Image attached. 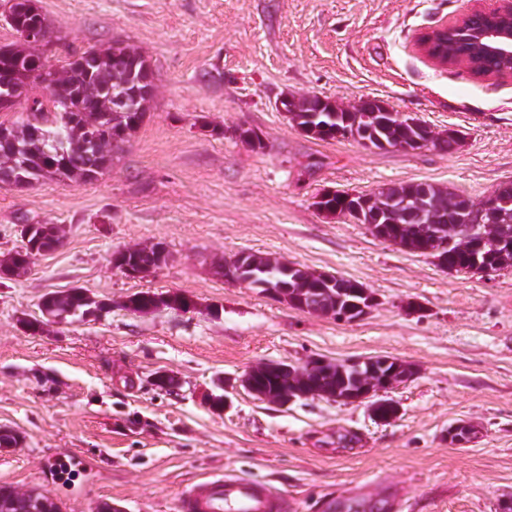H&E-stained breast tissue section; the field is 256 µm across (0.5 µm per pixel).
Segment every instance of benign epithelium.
I'll use <instances>...</instances> for the list:
<instances>
[{
  "label": "benign epithelium",
  "mask_w": 512,
  "mask_h": 512,
  "mask_svg": "<svg viewBox=\"0 0 512 512\" xmlns=\"http://www.w3.org/2000/svg\"><path fill=\"white\" fill-rule=\"evenodd\" d=\"M496 18L486 16V10L475 8L456 22L439 25L420 33L417 37L418 50L438 65L460 64L469 66L467 60L451 58L448 52V30L461 28L464 41L473 51V59H507L512 62V0H502V5L493 10ZM336 111L351 112L355 119L348 126L336 132V137L355 140L368 147H388L383 134L397 127L410 126L419 133L411 144L424 147L431 143L429 127L417 118L397 112L380 100H365L357 106L338 107ZM344 210L326 212L358 224H365L378 238L376 224H400L404 221L424 225L425 233L437 237L439 218L436 203L426 193L401 198L387 190L370 193L346 191ZM512 204L501 190L496 189L483 200L475 203L461 195H453V206L448 217L457 237L462 239L474 252L483 251L489 243L497 240L493 233L495 224L502 215L501 208ZM154 260V265L131 268L122 271L134 278L146 277L158 269L167 259L163 245L155 243L141 247ZM256 264L248 259V253L240 252L224 262V281L252 287L279 302L298 307L301 310L333 318L339 322H352L365 316L376 304V296L361 285L353 291L342 286V277L314 271L305 274L294 283L285 281L272 283L261 279L255 272ZM266 375H288V384L273 390L257 384L256 378ZM351 376L352 388L339 390L332 386L336 375ZM414 374L413 368L393 358L363 357L346 362H336L323 357H311L303 365L280 362H261L248 369L240 378L239 386L258 399L274 406L284 407L301 398L319 396L333 402L354 403L373 399L369 405L371 416L380 423L390 422L395 416L381 414L383 407H397L387 401L389 389L399 382L407 381ZM476 434L470 424L457 423L448 427V442L455 445L469 443Z\"/></svg>",
  "instance_id": "obj_1"
}]
</instances>
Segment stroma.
Returning a JSON list of instances; mask_svg holds the SVG:
<instances>
[{
	"instance_id": "obj_1",
	"label": "stroma",
	"mask_w": 512,
	"mask_h": 512,
	"mask_svg": "<svg viewBox=\"0 0 512 512\" xmlns=\"http://www.w3.org/2000/svg\"><path fill=\"white\" fill-rule=\"evenodd\" d=\"M59 66L120 39L149 59L144 123L96 181L0 184V257L19 223L63 225L56 250L0 280V485L36 488L63 512L110 500L125 512H180L179 493L214 475L265 482L288 512L387 501L390 512H498L512 497V269L449 273L432 257L328 219L326 189L370 192L427 182L480 201L512 182V75L479 77L422 55L417 36L499 0H40ZM350 106L378 99L457 149H370L303 135L284 96ZM252 128L260 145L242 142ZM163 244L145 278L113 267L115 251ZM339 274L375 293L355 322L296 310L224 281L214 267L240 252ZM78 287L111 309L25 331L49 292ZM177 293L189 311L135 314L132 294ZM390 356L416 375L390 393L388 424L366 404L323 398L285 407L238 387L265 361L300 364ZM175 373L174 392L153 376ZM223 395L225 409L206 404ZM476 425L468 445L448 426ZM70 464L71 478L56 465Z\"/></svg>"
}]
</instances>
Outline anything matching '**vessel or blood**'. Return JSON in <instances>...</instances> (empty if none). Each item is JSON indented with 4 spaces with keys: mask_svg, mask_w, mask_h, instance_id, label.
Returning a JSON list of instances; mask_svg holds the SVG:
<instances>
[{
    "mask_svg": "<svg viewBox=\"0 0 512 512\" xmlns=\"http://www.w3.org/2000/svg\"><path fill=\"white\" fill-rule=\"evenodd\" d=\"M180 512H283L285 500L267 485L239 476H215L180 495Z\"/></svg>",
    "mask_w": 512,
    "mask_h": 512,
    "instance_id": "1",
    "label": "vessel or blood"
}]
</instances>
